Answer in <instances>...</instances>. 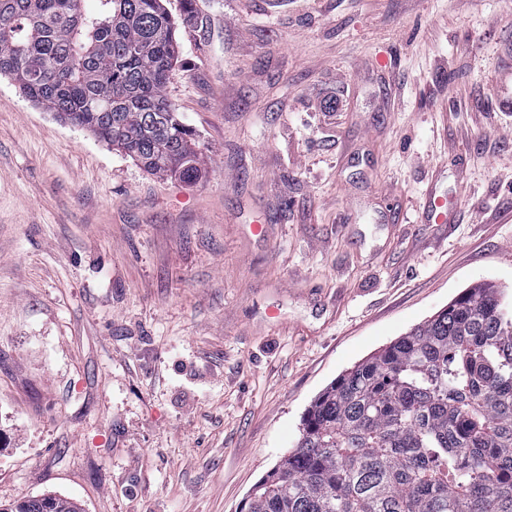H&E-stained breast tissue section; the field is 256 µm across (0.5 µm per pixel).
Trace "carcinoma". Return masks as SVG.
Segmentation results:
<instances>
[{"instance_id":"carcinoma-1","label":"carcinoma","mask_w":512,"mask_h":512,"mask_svg":"<svg viewBox=\"0 0 512 512\" xmlns=\"http://www.w3.org/2000/svg\"><path fill=\"white\" fill-rule=\"evenodd\" d=\"M162 0H0V76L151 174L197 179L196 132L166 96ZM8 512H79L62 496ZM244 512H512V306L489 284L327 385Z\"/></svg>"}]
</instances>
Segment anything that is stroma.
Returning <instances> with one entry per match:
<instances>
[{
	"instance_id": "1",
	"label": "stroma",
	"mask_w": 512,
	"mask_h": 512,
	"mask_svg": "<svg viewBox=\"0 0 512 512\" xmlns=\"http://www.w3.org/2000/svg\"><path fill=\"white\" fill-rule=\"evenodd\" d=\"M166 8L196 181L0 78L3 506L239 512L331 381L512 294V0ZM8 512H79L76 503L62 496L23 497L8 508Z\"/></svg>"
}]
</instances>
